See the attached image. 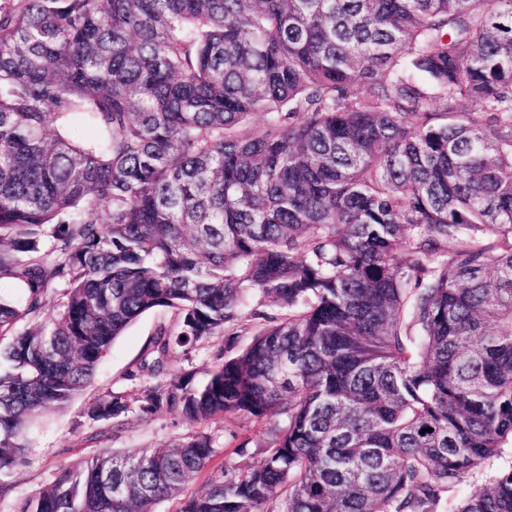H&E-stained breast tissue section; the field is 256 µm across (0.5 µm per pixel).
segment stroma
Wrapping results in <instances>:
<instances>
[{"label": "stroma", "mask_w": 512, "mask_h": 512, "mask_svg": "<svg viewBox=\"0 0 512 512\" xmlns=\"http://www.w3.org/2000/svg\"><path fill=\"white\" fill-rule=\"evenodd\" d=\"M174 322V313L168 308L144 314L112 344L93 385L78 394L65 409L49 412L39 420L32 434L28 461L11 474L14 490L10 497L0 500V512H14L17 501L48 484L61 464L81 462L102 448L116 451L156 448L190 432L188 422L158 414L96 441L90 437L91 430L84 416L88 404L107 390L136 393L137 384L127 380V372L138 362L157 326Z\"/></svg>", "instance_id": "1"}]
</instances>
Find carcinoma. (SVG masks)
I'll return each mask as SVG.
<instances>
[{
	"mask_svg": "<svg viewBox=\"0 0 512 512\" xmlns=\"http://www.w3.org/2000/svg\"><path fill=\"white\" fill-rule=\"evenodd\" d=\"M1 281L0 476L155 308L91 438L194 426L15 512H512V466L467 482L512 447V0L0 8ZM247 307L204 382L170 367ZM218 417L259 465L212 466ZM206 430L214 437L215 446L220 448L219 454L215 457L213 466H218L224 462V440H231V433L238 435L235 443L248 440V453L244 456H234V461L239 465H256L260 462L261 456L254 453L255 444L262 440L263 434L260 426L255 425L245 419H217L206 426Z\"/></svg>",
	"mask_w": 512,
	"mask_h": 512,
	"instance_id": "carcinoma-1",
	"label": "carcinoma"
}]
</instances>
